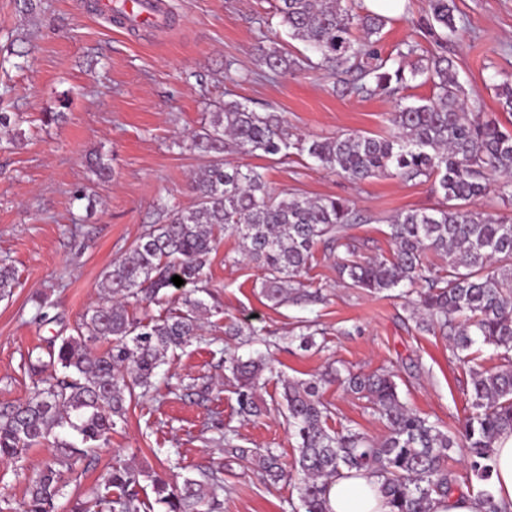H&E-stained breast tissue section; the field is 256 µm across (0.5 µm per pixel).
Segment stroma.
Returning a JSON list of instances; mask_svg holds the SVG:
<instances>
[{"instance_id":"35a3bbf8","label":"stroma","mask_w":512,"mask_h":512,"mask_svg":"<svg viewBox=\"0 0 512 512\" xmlns=\"http://www.w3.org/2000/svg\"><path fill=\"white\" fill-rule=\"evenodd\" d=\"M90 0H38L36 17L17 0H0V113L18 135L0 149V264L15 267L18 283L0 301V409L27 398L36 379L28 355L57 336L72 334L82 315L100 302L99 282L113 259L129 253L145 225L164 223L160 204L191 206L188 186L205 164L181 148L201 129L210 103L232 97L256 111L281 112L291 132L305 136L389 129L395 99L333 91L325 70L305 67L274 74L255 50L263 36L279 32L275 0H166L168 23L150 33L131 31L94 14ZM458 31L448 43L469 107L499 112L491 76L512 73V0H456ZM426 0H405L383 30V54L406 42L433 45ZM233 66L238 79L225 77ZM65 112L49 124V112ZM100 156L111 176L100 180L88 155ZM225 162L260 167L276 192L350 200L362 220L351 230L360 257L392 253L387 224L399 212L425 209L438 198L429 184L380 177L354 185L318 167L307 155L285 161L228 153ZM82 198H75V190ZM238 239L221 236L210 256L214 296L202 336L168 354L153 396L132 403L94 460L66 475L62 512L86 498L120 460L172 481L224 469V512H299L296 488L272 483L255 461L224 449L219 426L237 433L240 447L276 449L292 465L297 443L276 410L242 418L225 353L249 357L258 343L229 339V321L254 323L278 336H296L317 319V348L299 345L274 352L284 376L309 379L332 365L343 371H392L402 400L440 423L459 428L471 391L469 372L439 336L418 332L403 299L371 295L339 282L335 260L316 250L309 272L324 302L275 307L259 293L263 273L239 260ZM47 296V321L34 303ZM205 377L219 391L207 403L170 393L168 378ZM342 421L356 422L372 437L386 429L361 400L331 385L324 392ZM55 452L52 443L0 460V501L20 512L28 477Z\"/></svg>"}]
</instances>
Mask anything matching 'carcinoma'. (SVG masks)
Listing matches in <instances>:
<instances>
[{
	"label": "carcinoma",
	"instance_id": "obj_1",
	"mask_svg": "<svg viewBox=\"0 0 512 512\" xmlns=\"http://www.w3.org/2000/svg\"><path fill=\"white\" fill-rule=\"evenodd\" d=\"M276 2L281 25L304 43L308 55L294 57L268 37L257 45L261 63L282 74L312 63L334 78L335 91L343 87L396 99L388 117L393 132L302 138L288 131L281 113L258 112L235 99L209 113L208 123L185 143L209 157L190 182L195 204L189 209L163 205L166 222L149 226L132 250L103 272L99 288L105 302L83 315L74 334L57 337L47 357L29 359L28 371L38 377V385L23 402L0 411L1 460L54 439L55 454L28 480L26 512H56L64 473L74 472L77 461L108 442L125 422L127 404L156 391L155 377L168 352L199 336L208 304L197 294H210L209 257L223 231L239 239L242 259L264 269L260 293L272 305L320 300L319 289H311L302 276L321 244L336 257L338 275L349 287L370 294L400 289L418 331L447 337L454 358L470 372V413L456 433L408 408L389 372L350 373L342 379L331 369L308 381L280 378L275 404L297 438L298 458L289 472L268 448L258 466L270 479L293 484L303 512H328V484L340 475L363 473L383 477L390 512H431L434 497L464 487L484 512H509L496 501L490 481L494 448L512 432V215L478 211L471 204L491 190L512 203V130L494 114L467 110L453 62L444 52L447 37L458 31L453 0H428L430 29L442 30L437 50L424 55L420 44L409 42L393 57L379 50L387 22L383 15L355 13L348 0ZM355 30L362 38H353ZM413 56L415 62L406 64ZM418 78L431 83L435 93L408 103L401 92ZM496 90L502 110L512 115V75L502 76ZM226 152L282 158L305 153L322 169L355 184L379 176L429 182L439 201L392 219L390 257L360 261L359 244L349 233L359 216L349 200L277 194L257 168L224 163ZM429 252L446 264L426 265ZM175 275L193 294L147 322L129 313L133 301L161 303ZM15 285L12 268L1 265L0 298L12 296ZM100 339L109 340L108 347L91 353L88 342ZM478 343L493 349L495 367L478 363ZM270 361L262 354L246 360L224 356L240 416L264 411L257 391L264 373L275 375ZM338 380L378 414L386 427L383 438H370L350 423L338 430L328 426L334 412L323 389ZM181 389L200 402L213 393L204 378L170 391ZM65 428L76 432L78 441L59 439L56 430ZM456 448L467 457L464 487L448 469ZM144 478L152 500L141 484ZM156 505L163 512H222L223 471H203L179 485L118 461L70 512H154Z\"/></svg>",
	"mask_w": 512,
	"mask_h": 512
}]
</instances>
